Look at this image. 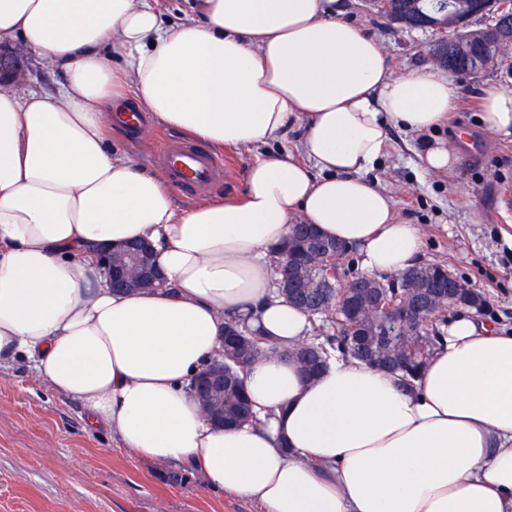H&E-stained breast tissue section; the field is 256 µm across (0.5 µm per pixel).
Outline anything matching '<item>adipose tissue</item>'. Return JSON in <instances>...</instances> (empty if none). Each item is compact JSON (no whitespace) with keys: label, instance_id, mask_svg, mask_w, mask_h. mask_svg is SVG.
Segmentation results:
<instances>
[{"label":"adipose tissue","instance_id":"obj_1","mask_svg":"<svg viewBox=\"0 0 512 512\" xmlns=\"http://www.w3.org/2000/svg\"><path fill=\"white\" fill-rule=\"evenodd\" d=\"M2 41L62 80L0 87V361L26 356L91 427L263 512H512V331L459 314L409 385L341 358L309 381L283 354L312 330L274 285L295 217L367 273L415 264L419 226L367 174L391 128L457 110L448 74H395L344 0H201L180 23L153 0H0ZM127 107L214 153L254 149L245 192L179 207L160 173L114 156ZM480 120L512 140V88L484 86ZM292 126L300 158L266 152ZM133 239L166 287H108L98 247ZM230 319L268 351L243 373L254 421L224 429L191 383Z\"/></svg>","mask_w":512,"mask_h":512}]
</instances>
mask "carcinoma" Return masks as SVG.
Here are the masks:
<instances>
[{
  "label": "carcinoma",
  "instance_id": "1",
  "mask_svg": "<svg viewBox=\"0 0 512 512\" xmlns=\"http://www.w3.org/2000/svg\"><path fill=\"white\" fill-rule=\"evenodd\" d=\"M438 0H370L378 12L391 20L410 27L418 26L420 16L428 14L438 19ZM483 49L470 47L462 52L446 42L434 44V62L451 74L475 70V61ZM316 246L324 250L344 247L308 228L291 230L288 240L274 250L275 274L279 295L305 312L318 324V334L310 341L317 351L319 363L309 368V355L293 348L288 356L298 362L303 372L313 377L332 358H355L367 364L398 373L407 382L418 377L443 335L435 324L438 315L420 325L404 316L388 319L378 314L371 301L390 293L391 278L365 275L352 277L353 285L343 295L327 290L325 270L316 264L295 262L302 249ZM400 303L421 296L423 288H442L445 268L437 264H417L397 276ZM450 302L482 311L486 297L472 288H452ZM266 352L263 339L247 327L229 320L224 326V422L231 425L251 418L252 409L246 396L241 373L254 356Z\"/></svg>",
  "mask_w": 512,
  "mask_h": 512
}]
</instances>
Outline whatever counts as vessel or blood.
<instances>
[{"label":"vessel or blood","instance_id":"1","mask_svg":"<svg viewBox=\"0 0 512 512\" xmlns=\"http://www.w3.org/2000/svg\"><path fill=\"white\" fill-rule=\"evenodd\" d=\"M157 159L169 183L194 194L207 190L221 173L204 150L186 140L163 142Z\"/></svg>","mask_w":512,"mask_h":512}]
</instances>
